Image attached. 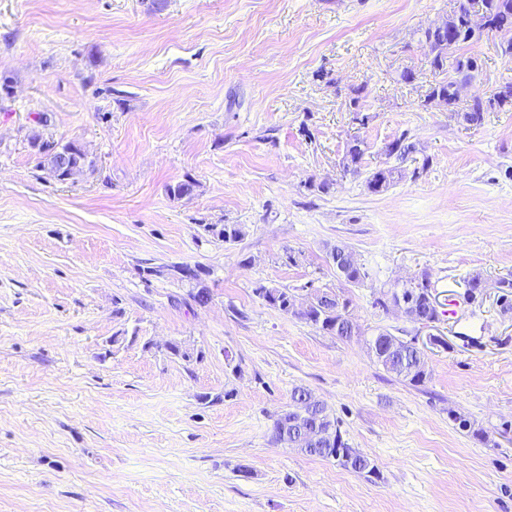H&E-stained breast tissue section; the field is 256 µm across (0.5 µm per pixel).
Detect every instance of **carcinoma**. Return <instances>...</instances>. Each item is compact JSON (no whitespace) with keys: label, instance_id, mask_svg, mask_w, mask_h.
Wrapping results in <instances>:
<instances>
[{"label":"carcinoma","instance_id":"carcinoma-1","mask_svg":"<svg viewBox=\"0 0 512 512\" xmlns=\"http://www.w3.org/2000/svg\"><path fill=\"white\" fill-rule=\"evenodd\" d=\"M480 6L484 13V24L481 26L469 23L471 0H455L453 10L445 17V31L442 32L437 27H428L422 31V36L431 49L430 65L434 71L442 74L441 79L430 85L426 97L428 101L450 112L455 111L458 101V80L473 78V72L479 69V65L474 56L462 55L456 58L453 64L454 76H448V46L444 45V41L448 40V34L457 36L462 44H471L480 39L482 31H494L500 38L501 53L512 59V0H480ZM494 101L502 105L512 104V83L498 88L491 99L475 96L459 117L469 125L478 126ZM413 150L414 145L409 143V133L404 131L385 145L384 154L404 163ZM364 152V142L354 139L341 161L343 172L359 174ZM62 155L66 156L73 168L79 172L92 167L84 152L74 150V144L60 145L55 154H43V165L47 166L60 181H66L71 177V170L57 168V159ZM396 172V167H379L372 171L366 178L368 190L373 193L386 190L394 181ZM200 228L205 235L226 244L236 242L244 234L243 227L239 224H202ZM349 255L351 251L345 245L336 244L327 251L329 262L336 268V275L349 285L361 286L367 282L370 274L364 264L348 260ZM433 288L429 275L424 273L402 285L394 282L388 288L379 290L373 305L386 311L389 306L397 304L398 296L402 295L410 302V305L403 307L408 321L417 323L423 319L435 320L438 318V310L430 302L433 298ZM254 292L269 306L284 314L290 313L319 331L340 339L361 335L359 325L347 318L350 300L332 288L320 291V295L313 298L309 308L304 311L296 307L295 292L288 288L260 284ZM368 347L377 363L386 371L415 386L426 381L428 371L421 352L407 339L395 336L388 330H381L368 340ZM271 435L276 442L295 448L308 456L332 459L341 467L355 473H375L374 464L370 459L360 457L358 450L352 448L326 406L315 400L311 393L302 387L292 390L288 409L274 419ZM309 435L319 437L320 441L313 446L308 445L305 438Z\"/></svg>","mask_w":512,"mask_h":512}]
</instances>
